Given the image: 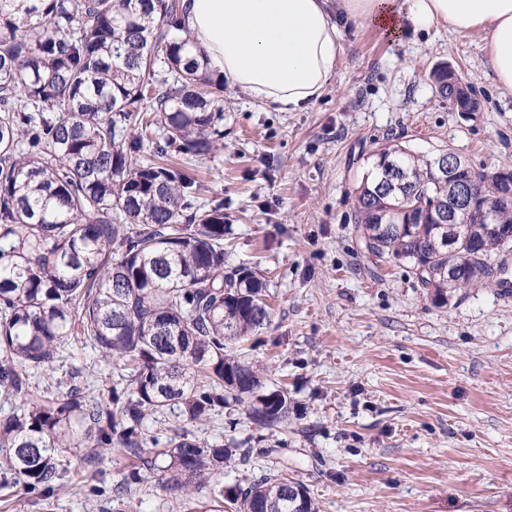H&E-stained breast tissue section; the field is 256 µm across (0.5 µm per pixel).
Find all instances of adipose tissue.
Listing matches in <instances>:
<instances>
[{"instance_id": "ef3b65f1", "label": "adipose tissue", "mask_w": 512, "mask_h": 512, "mask_svg": "<svg viewBox=\"0 0 512 512\" xmlns=\"http://www.w3.org/2000/svg\"><path fill=\"white\" fill-rule=\"evenodd\" d=\"M195 51L277 112L321 98L348 29L415 34L439 26L485 42L499 87L512 91V0H182Z\"/></svg>"}]
</instances>
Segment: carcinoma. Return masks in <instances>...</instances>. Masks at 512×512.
<instances>
[{"mask_svg": "<svg viewBox=\"0 0 512 512\" xmlns=\"http://www.w3.org/2000/svg\"><path fill=\"white\" fill-rule=\"evenodd\" d=\"M454 109L480 108L458 74L429 75ZM224 77L191 54L181 0H0V417L3 482L36 498L70 488L103 452L126 460L118 495L156 471L171 512H320L288 471L224 486L226 463H245L252 439L201 443L191 427L235 403L272 428L288 420V393L231 346L271 320L267 283L224 270V201L204 200L190 160L224 139ZM355 192L357 232L378 259L411 265L436 300L496 281L493 256L512 232L509 187L496 171L461 174L473 200L457 223L436 157L385 145L367 158ZM495 223L489 224L488 213ZM463 279L448 280V265ZM122 362L110 401L51 379L26 393L29 369L57 370L72 337ZM180 426L164 447L149 418Z\"/></svg>", "mask_w": 512, "mask_h": 512, "instance_id": "carcinoma-1", "label": "carcinoma"}]
</instances>
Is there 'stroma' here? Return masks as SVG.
<instances>
[{
    "mask_svg": "<svg viewBox=\"0 0 512 512\" xmlns=\"http://www.w3.org/2000/svg\"><path fill=\"white\" fill-rule=\"evenodd\" d=\"M440 63L476 87L479 111L437 94ZM389 141L450 149L477 169L512 160V92L497 87L479 36L346 32L336 74L302 112L225 85L224 146L195 174L205 199L224 202L226 267L268 284L271 320L239 350L298 412L268 429L231 405L194 433L259 439L248 463L227 464L225 486L285 467L321 512H512V296L480 287L442 303L409 264L367 254L353 190ZM57 375L102 399L123 371L72 341ZM123 466L102 456L93 483L41 500L0 489V512H163L149 470L143 494L115 500Z\"/></svg>",
    "mask_w": 512,
    "mask_h": 512,
    "instance_id": "35a3bbf8",
    "label": "stroma"
}]
</instances>
